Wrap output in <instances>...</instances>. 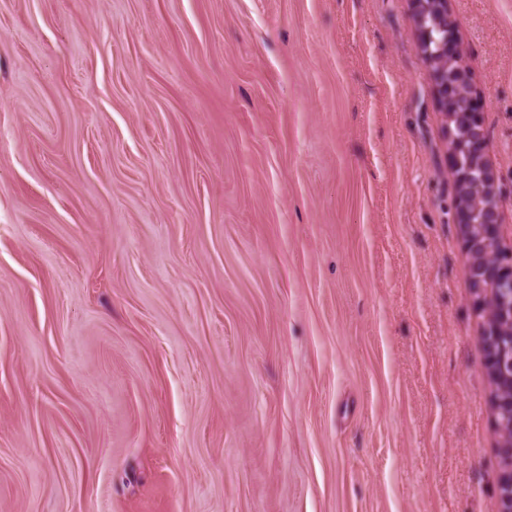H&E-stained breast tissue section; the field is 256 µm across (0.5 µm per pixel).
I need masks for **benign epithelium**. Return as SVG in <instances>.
I'll return each mask as SVG.
<instances>
[{
  "label": "benign epithelium",
  "mask_w": 512,
  "mask_h": 512,
  "mask_svg": "<svg viewBox=\"0 0 512 512\" xmlns=\"http://www.w3.org/2000/svg\"><path fill=\"white\" fill-rule=\"evenodd\" d=\"M422 54L444 117L456 190L454 220L468 260V288L483 316L479 340L491 379L507 395H490L499 473L501 512H512V438L500 436L498 418L512 420V338L502 340L494 316L512 322V243L505 241L500 210V178L486 157V131L471 75L454 44L449 0H410Z\"/></svg>",
  "instance_id": "1"
}]
</instances>
